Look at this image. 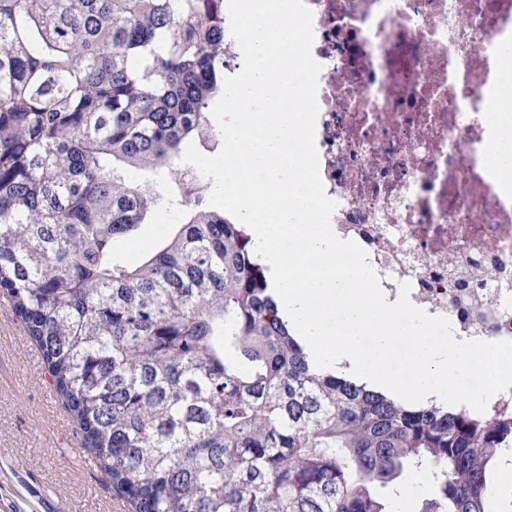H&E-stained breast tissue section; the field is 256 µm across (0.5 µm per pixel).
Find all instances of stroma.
Here are the masks:
<instances>
[{"mask_svg":"<svg viewBox=\"0 0 512 512\" xmlns=\"http://www.w3.org/2000/svg\"><path fill=\"white\" fill-rule=\"evenodd\" d=\"M39 350L0 294V512H130L100 469H86L82 432Z\"/></svg>","mask_w":512,"mask_h":512,"instance_id":"1","label":"stroma"}]
</instances>
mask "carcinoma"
<instances>
[{"instance_id": "obj_1", "label": "carcinoma", "mask_w": 512, "mask_h": 512, "mask_svg": "<svg viewBox=\"0 0 512 512\" xmlns=\"http://www.w3.org/2000/svg\"><path fill=\"white\" fill-rule=\"evenodd\" d=\"M224 0H0V291L134 512H499L512 404L411 408L316 367L182 162L210 147ZM184 222L122 254L162 200ZM479 275L448 265L460 319ZM420 474L411 472L405 475L402 491L405 490L404 496L407 491L409 494L406 496L405 503L401 499L394 504L393 512H417L419 510L421 500L428 491L426 480L423 482L419 480Z\"/></svg>"}]
</instances>
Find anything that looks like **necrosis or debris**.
Listing matches in <instances>:
<instances>
[{
  "label": "necrosis or debris",
  "instance_id": "necrosis-or-debris-1",
  "mask_svg": "<svg viewBox=\"0 0 512 512\" xmlns=\"http://www.w3.org/2000/svg\"><path fill=\"white\" fill-rule=\"evenodd\" d=\"M319 64L315 146L339 238L382 287L451 317L448 257L512 280V193L490 164L487 96L512 0H304Z\"/></svg>",
  "mask_w": 512,
  "mask_h": 512
}]
</instances>
